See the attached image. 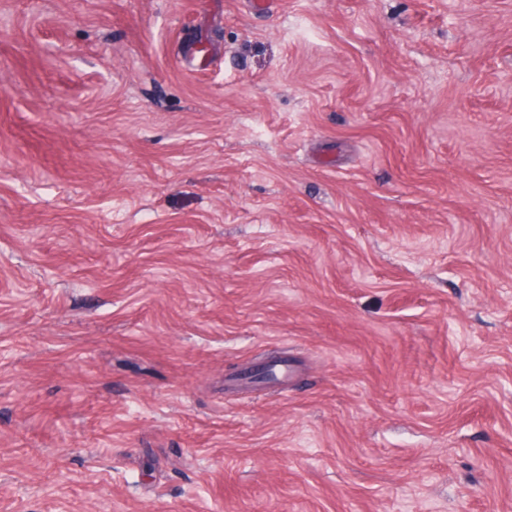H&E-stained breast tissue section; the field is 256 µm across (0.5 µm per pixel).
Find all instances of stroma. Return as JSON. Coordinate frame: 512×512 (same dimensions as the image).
Here are the masks:
<instances>
[{
    "mask_svg": "<svg viewBox=\"0 0 512 512\" xmlns=\"http://www.w3.org/2000/svg\"><path fill=\"white\" fill-rule=\"evenodd\" d=\"M0 512H512V0H0Z\"/></svg>",
    "mask_w": 512,
    "mask_h": 512,
    "instance_id": "obj_1",
    "label": "stroma"
}]
</instances>
